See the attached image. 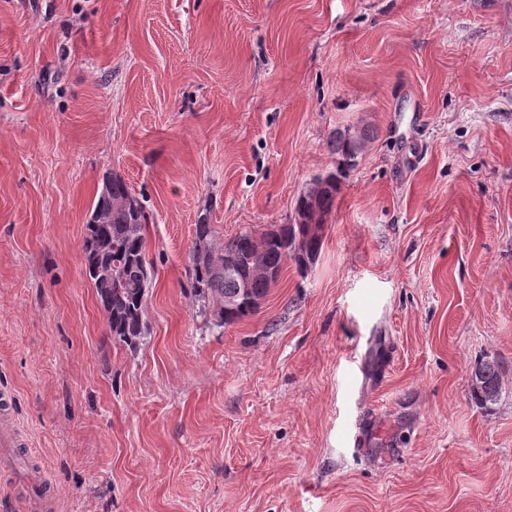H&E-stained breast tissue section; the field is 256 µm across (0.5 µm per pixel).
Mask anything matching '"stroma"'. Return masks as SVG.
Returning <instances> with one entry per match:
<instances>
[{"mask_svg":"<svg viewBox=\"0 0 512 512\" xmlns=\"http://www.w3.org/2000/svg\"><path fill=\"white\" fill-rule=\"evenodd\" d=\"M344 130L316 262L216 326L196 224L291 223ZM111 172L149 216L134 348L85 272ZM0 390V512H512V0H0ZM473 370L480 375V385H472L475 400L481 405L495 403L501 391L500 366L496 360H485L474 366ZM10 397L7 393H2L0 398V414L2 415L0 423V448H18L20 446L18 432L3 419L5 412L9 410Z\"/></svg>","mask_w":512,"mask_h":512,"instance_id":"35a3bbf8","label":"stroma"}]
</instances>
